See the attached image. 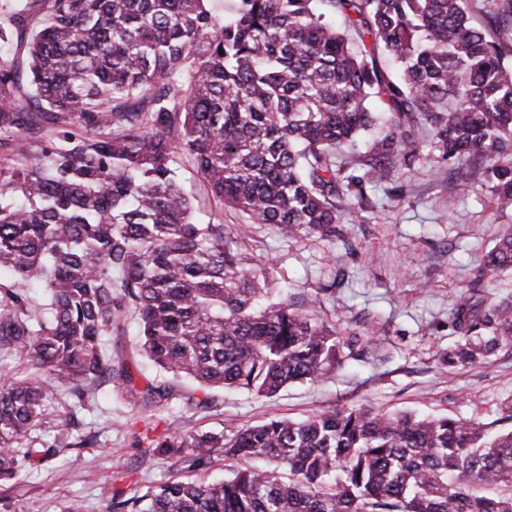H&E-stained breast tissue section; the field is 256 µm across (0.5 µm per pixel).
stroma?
I'll list each match as a JSON object with an SVG mask.
<instances>
[{
    "instance_id": "obj_1",
    "label": "stroma",
    "mask_w": 512,
    "mask_h": 512,
    "mask_svg": "<svg viewBox=\"0 0 512 512\" xmlns=\"http://www.w3.org/2000/svg\"><path fill=\"white\" fill-rule=\"evenodd\" d=\"M201 218L220 215L235 234L239 212L209 199L190 166L181 169ZM456 181L437 152L423 149L409 169L398 168L392 183L367 186L374 203L356 218L352 199L342 202L343 222L331 238H293L268 225L250 232L249 267L271 272L294 308L306 306L318 289L335 287L334 298L317 305L324 321L344 332L383 342L384 362H344L328 379L296 385L272 398L213 391L209 410H186L182 403L195 385L171 382V404L150 411L104 387L82 418L101 436L98 448H70L41 466H23L17 479L0 484V512H61L70 500L84 512H110L112 496L146 491L175 474L171 460L148 448L132 447L134 437L192 429L233 431L271 417L300 420L317 410L351 405L386 412L414 411L512 429L498 418V405L512 396V349L501 348L477 367L442 364L457 336L448 324L455 296L474 280L484 252L506 221L489 196L469 195L449 205ZM133 317L107 337L113 363L128 369L138 389L163 377L139 354Z\"/></svg>"
}]
</instances>
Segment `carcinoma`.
I'll use <instances>...</instances> for the list:
<instances>
[{
  "instance_id": "carcinoma-1",
  "label": "carcinoma",
  "mask_w": 512,
  "mask_h": 512,
  "mask_svg": "<svg viewBox=\"0 0 512 512\" xmlns=\"http://www.w3.org/2000/svg\"><path fill=\"white\" fill-rule=\"evenodd\" d=\"M0 0V483L62 448L97 447L79 415L112 384L104 337L138 316L141 350L199 389L271 398L379 354L296 311L244 268L248 231L336 234L341 202L373 208L422 144L448 162L457 195L475 182L512 216V0ZM427 130V139L420 137ZM189 164L215 202L244 217L235 239L194 217ZM512 269V224L452 302L450 364L512 348V299L481 285ZM49 299L46 311L29 291ZM70 403L56 410L59 384ZM170 404L164 384L140 395ZM73 441L36 435L48 417ZM156 455L219 482L165 481L112 496V512H512V430L352 406L224 432H164Z\"/></svg>"
}]
</instances>
